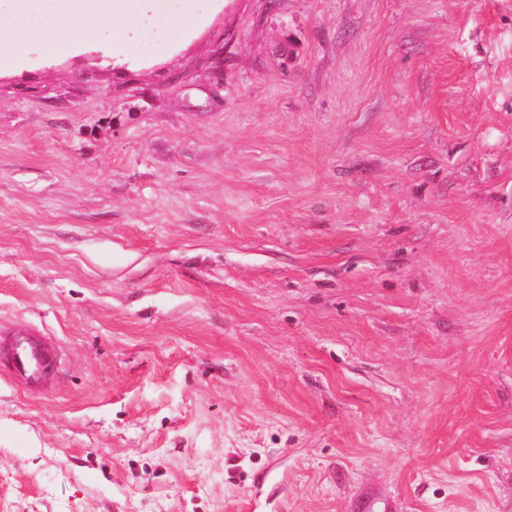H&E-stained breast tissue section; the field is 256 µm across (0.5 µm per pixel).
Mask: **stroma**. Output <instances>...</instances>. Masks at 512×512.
I'll list each match as a JSON object with an SVG mask.
<instances>
[{"instance_id": "stroma-1", "label": "stroma", "mask_w": 512, "mask_h": 512, "mask_svg": "<svg viewBox=\"0 0 512 512\" xmlns=\"http://www.w3.org/2000/svg\"><path fill=\"white\" fill-rule=\"evenodd\" d=\"M0 77V512H512V0H179ZM10 379L32 394L40 392L56 377L61 363L58 342L52 337L19 325H0V364ZM349 508L350 512H396L397 510L390 501L370 495L358 496L351 502Z\"/></svg>"}]
</instances>
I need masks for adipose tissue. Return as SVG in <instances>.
<instances>
[{
	"mask_svg": "<svg viewBox=\"0 0 512 512\" xmlns=\"http://www.w3.org/2000/svg\"><path fill=\"white\" fill-rule=\"evenodd\" d=\"M150 9L149 0H9L0 6V72L24 64L32 44L60 39L71 48L103 27L125 52Z\"/></svg>",
	"mask_w": 512,
	"mask_h": 512,
	"instance_id": "1",
	"label": "adipose tissue"
}]
</instances>
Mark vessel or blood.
Here are the masks:
<instances>
[{"mask_svg": "<svg viewBox=\"0 0 512 512\" xmlns=\"http://www.w3.org/2000/svg\"><path fill=\"white\" fill-rule=\"evenodd\" d=\"M61 363L58 342L50 336L20 325L0 326V368L30 393H38L56 377ZM350 512H396L390 501L370 495L355 498Z\"/></svg>", "mask_w": 512, "mask_h": 512, "instance_id": "1", "label": "vessel or blood"}]
</instances>
